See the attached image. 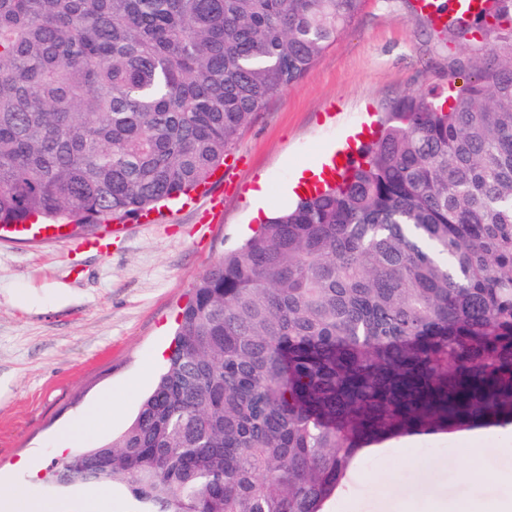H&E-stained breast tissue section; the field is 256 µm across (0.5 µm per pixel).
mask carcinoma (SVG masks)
Returning a JSON list of instances; mask_svg holds the SVG:
<instances>
[{"label": "carcinoma", "mask_w": 512, "mask_h": 512, "mask_svg": "<svg viewBox=\"0 0 512 512\" xmlns=\"http://www.w3.org/2000/svg\"><path fill=\"white\" fill-rule=\"evenodd\" d=\"M363 0H0V228L208 183ZM512 20L485 0L480 24ZM360 161L195 284L118 438L55 460L138 512H323L358 452L512 426V53L400 100Z\"/></svg>", "instance_id": "1"}]
</instances>
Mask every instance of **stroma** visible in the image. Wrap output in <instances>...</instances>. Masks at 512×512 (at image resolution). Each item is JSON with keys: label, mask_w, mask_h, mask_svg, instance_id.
Returning a JSON list of instances; mask_svg holds the SVG:
<instances>
[{"label": "stroma", "mask_w": 512, "mask_h": 512, "mask_svg": "<svg viewBox=\"0 0 512 512\" xmlns=\"http://www.w3.org/2000/svg\"><path fill=\"white\" fill-rule=\"evenodd\" d=\"M506 32L435 25L415 0H364L340 40L296 84L269 99L231 149L232 176L214 175L188 207L155 212L153 223L122 219L52 238L0 239V479L35 500L79 501L88 488L58 492L46 477L57 439L104 398L97 442L121 435L164 365L180 308L195 282L255 227L257 209L287 208L295 171L317 163L411 93L447 95L512 54ZM264 182V205L250 189ZM221 201L207 208L208 196ZM109 250L85 248L89 234ZM478 443L481 483L462 477ZM30 459L36 471L20 469ZM512 440L493 429L415 436L365 448L346 488L326 512H430L434 500L508 498Z\"/></svg>", "instance_id": "obj_1"}]
</instances>
